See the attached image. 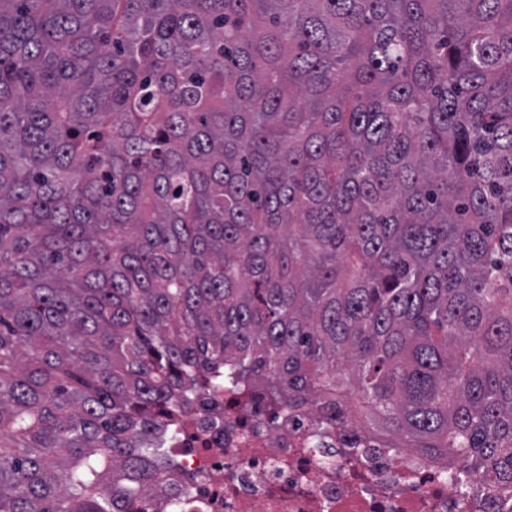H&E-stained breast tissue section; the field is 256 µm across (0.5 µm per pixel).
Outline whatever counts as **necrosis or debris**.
I'll return each instance as SVG.
<instances>
[{
    "mask_svg": "<svg viewBox=\"0 0 512 512\" xmlns=\"http://www.w3.org/2000/svg\"><path fill=\"white\" fill-rule=\"evenodd\" d=\"M283 410L259 389L202 393L167 450L176 478L194 477L162 512H512V488L385 448L311 413L273 429Z\"/></svg>",
    "mask_w": 512,
    "mask_h": 512,
    "instance_id": "4bbe7bcc",
    "label": "necrosis or debris"
}]
</instances>
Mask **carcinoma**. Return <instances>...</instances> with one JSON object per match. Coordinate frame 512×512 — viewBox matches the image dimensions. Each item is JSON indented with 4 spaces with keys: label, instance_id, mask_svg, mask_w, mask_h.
<instances>
[{
    "label": "carcinoma",
    "instance_id": "obj_1",
    "mask_svg": "<svg viewBox=\"0 0 512 512\" xmlns=\"http://www.w3.org/2000/svg\"><path fill=\"white\" fill-rule=\"evenodd\" d=\"M241 384L512 478V0H0V512Z\"/></svg>",
    "mask_w": 512,
    "mask_h": 512
}]
</instances>
